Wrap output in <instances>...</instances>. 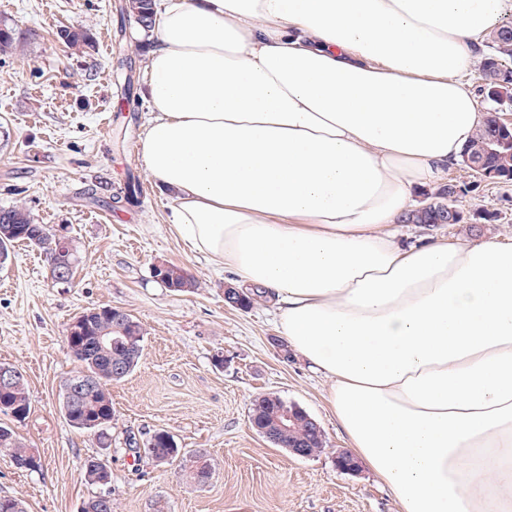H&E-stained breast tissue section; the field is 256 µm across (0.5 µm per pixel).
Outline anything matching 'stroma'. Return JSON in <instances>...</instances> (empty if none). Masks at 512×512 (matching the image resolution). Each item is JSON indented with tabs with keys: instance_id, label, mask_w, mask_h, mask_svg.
Returning a JSON list of instances; mask_svg holds the SVG:
<instances>
[{
	"instance_id": "obj_1",
	"label": "stroma",
	"mask_w": 512,
	"mask_h": 512,
	"mask_svg": "<svg viewBox=\"0 0 512 512\" xmlns=\"http://www.w3.org/2000/svg\"><path fill=\"white\" fill-rule=\"evenodd\" d=\"M118 4L0 0V19L24 40L23 52L0 54V207L25 206L36 223L73 239L79 257L66 282L55 281L45 256L25 242L0 264V364L24 374L32 401L24 420L0 412V424L42 460L40 470L22 472L0 455V496L22 499L27 512H78L96 492L83 477L95 456L112 471L114 512H400L368 467L337 470L335 452L347 443L328 381L297 353L281 354L270 298L247 310L225 306L230 275L171 230L170 202L139 156L149 105L127 111L113 70L117 54H128L144 89L147 37L121 21ZM63 27L89 31L94 46L64 45L56 37ZM131 173L142 184L138 203L116 202ZM447 176L472 185L465 207L498 213L491 235L512 239V184L475 183L461 164ZM159 263L184 267L197 288H165L153 274ZM104 306L130 313L146 331L137 368L112 385L107 448L60 409L62 384L80 369L68 327ZM268 392L320 424L324 453L298 457L252 429L250 403ZM158 430L183 451L206 453L208 484L183 483L177 464L161 467L142 454Z\"/></svg>"
}]
</instances>
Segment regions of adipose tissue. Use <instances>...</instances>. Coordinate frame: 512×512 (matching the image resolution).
<instances>
[{"instance_id": "adipose-tissue-1", "label": "adipose tissue", "mask_w": 512, "mask_h": 512, "mask_svg": "<svg viewBox=\"0 0 512 512\" xmlns=\"http://www.w3.org/2000/svg\"><path fill=\"white\" fill-rule=\"evenodd\" d=\"M507 0H161L140 156L171 228L330 382L400 512H512V242L401 245Z\"/></svg>"}]
</instances>
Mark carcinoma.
<instances>
[{
	"instance_id": "obj_1",
	"label": "carcinoma",
	"mask_w": 512,
	"mask_h": 512,
	"mask_svg": "<svg viewBox=\"0 0 512 512\" xmlns=\"http://www.w3.org/2000/svg\"><path fill=\"white\" fill-rule=\"evenodd\" d=\"M123 11L133 18L141 29L148 31L153 24L152 0H127ZM58 38L70 47H89L93 35L79 28H64L58 31ZM20 36L7 22H0V53L17 49ZM488 51L481 63V74L485 99L489 106L474 135L461 153V162L470 166L473 162L481 164L486 174L502 183H512V163L504 154L512 151V129L499 122L501 107H512V24H503L493 28L485 41ZM469 193L465 185L439 184L430 198L435 204H446L448 208L459 207L460 199ZM402 224H441L440 216L432 211L411 210L400 219ZM16 242H27L38 247L46 255L50 266L63 269L66 276L73 274L76 266V250L71 243L59 245L56 234L45 224H36L29 211L19 207L0 208V255L9 256L8 246ZM161 283L173 292H184L197 287L195 279L178 265L168 264L162 271ZM83 324L77 344L70 348L74 359L80 363L77 376L92 374L101 378H110L112 368H122V376L129 375L139 364L143 352L144 330L141 323L132 315L113 308H93L77 317ZM107 337L112 343L106 348L98 345L99 337ZM22 408L21 417L31 409L28 384L24 377L17 378L9 390H0V411L8 413ZM293 404L274 393H263L251 401L250 423L262 436L273 435V422L284 408ZM61 411L65 419L74 427L87 431L105 445L109 442V432H101L95 421L112 420V399L99 397L97 403L89 404L79 397L67 400L61 394ZM286 443L305 449L308 455L323 453L328 447L324 431L317 433L311 429L308 417L296 413V423L288 433ZM0 448L8 449L14 466L20 471H36L41 463L33 460L29 449L18 441L14 432L0 426ZM148 453L178 460L181 449L172 435L164 430L155 432L147 441ZM183 479L194 485H204L212 477V470L206 456L196 451L187 459L179 460Z\"/></svg>"
}]
</instances>
